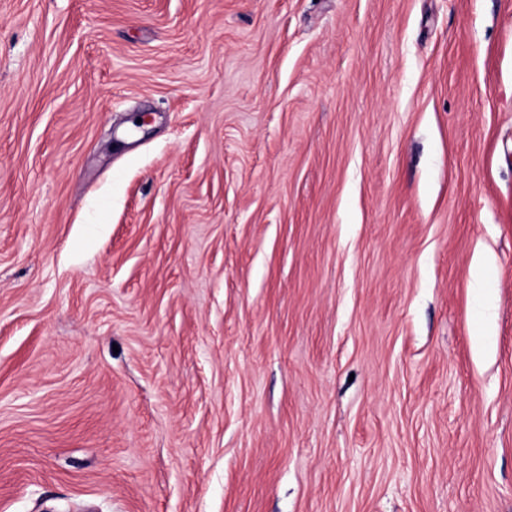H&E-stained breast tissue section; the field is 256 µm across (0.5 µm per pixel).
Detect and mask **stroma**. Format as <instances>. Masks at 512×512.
I'll list each match as a JSON object with an SVG mask.
<instances>
[{"instance_id":"1","label":"stroma","mask_w":512,"mask_h":512,"mask_svg":"<svg viewBox=\"0 0 512 512\" xmlns=\"http://www.w3.org/2000/svg\"><path fill=\"white\" fill-rule=\"evenodd\" d=\"M0 512H512V0H0Z\"/></svg>"}]
</instances>
